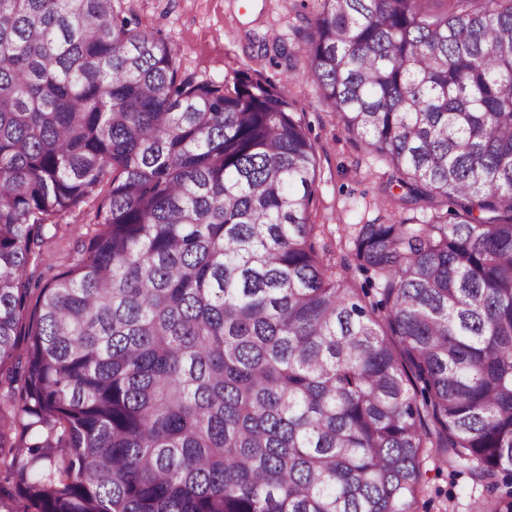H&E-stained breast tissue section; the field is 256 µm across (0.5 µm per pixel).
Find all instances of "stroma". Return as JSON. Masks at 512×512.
<instances>
[{"instance_id":"1","label":"stroma","mask_w":512,"mask_h":512,"mask_svg":"<svg viewBox=\"0 0 512 512\" xmlns=\"http://www.w3.org/2000/svg\"><path fill=\"white\" fill-rule=\"evenodd\" d=\"M121 7L124 15L158 31L175 50L181 72L197 79L220 82L245 72L277 84L282 76H289L284 92L317 151L312 220L324 225L321 242L334 248L337 258L346 256L339 240L347 225L393 218L410 224L424 220L425 210L400 205V190L388 184L384 163L349 138L328 112L320 89L304 75V59H295L289 71L283 59L263 51L276 42L292 49L301 46L316 15V0H123ZM107 192V186H100L80 214L68 218L66 230L50 244L38 269L42 278L67 270V257L87 246ZM428 467L421 512H473L481 488L469 473L438 466L433 460Z\"/></svg>"}]
</instances>
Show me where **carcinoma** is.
<instances>
[{"mask_svg":"<svg viewBox=\"0 0 512 512\" xmlns=\"http://www.w3.org/2000/svg\"><path fill=\"white\" fill-rule=\"evenodd\" d=\"M318 2L275 52L429 211L349 225L372 302L271 82L180 72L114 0H0V469L35 512H418L431 456L512 512V0ZM108 179H112V174L106 177L96 194L87 203L83 204L77 217H65L59 220L60 224H68V226H63L66 231L49 245V257L37 269L36 276L41 274L42 282H45L54 274L67 270L69 265L65 263L66 258L69 255L75 256L82 251L88 245L96 229L99 228L95 225L97 223L95 215L99 205L107 195L109 186L106 182Z\"/></svg>","mask_w":512,"mask_h":512,"instance_id":"cac0c4a2","label":"carcinoma"}]
</instances>
